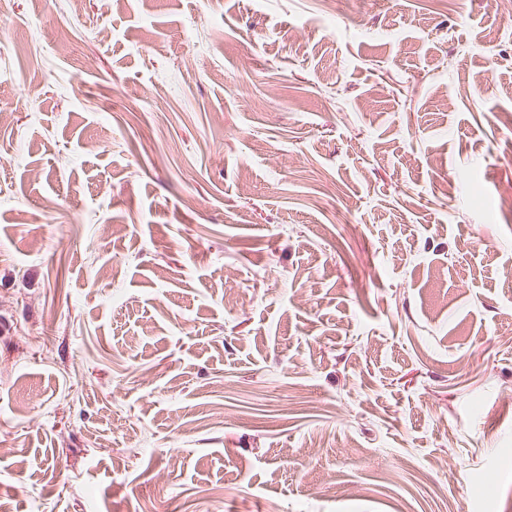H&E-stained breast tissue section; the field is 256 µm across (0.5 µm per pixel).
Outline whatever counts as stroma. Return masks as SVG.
Wrapping results in <instances>:
<instances>
[{"label": "stroma", "mask_w": 512, "mask_h": 512, "mask_svg": "<svg viewBox=\"0 0 512 512\" xmlns=\"http://www.w3.org/2000/svg\"><path fill=\"white\" fill-rule=\"evenodd\" d=\"M0 86L10 512H512V7L0 0Z\"/></svg>", "instance_id": "1"}]
</instances>
